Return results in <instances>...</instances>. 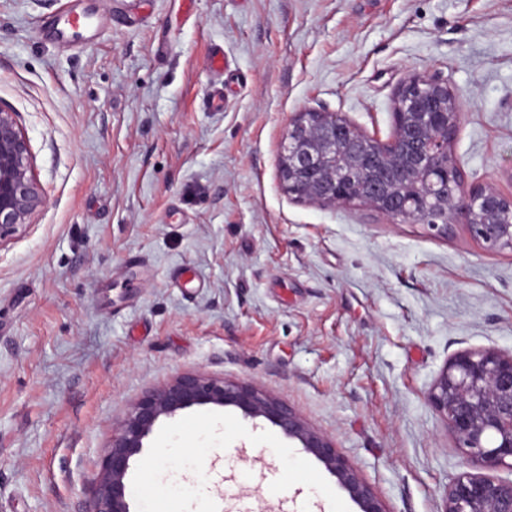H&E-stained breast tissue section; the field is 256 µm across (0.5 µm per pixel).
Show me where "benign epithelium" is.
<instances>
[{"mask_svg": "<svg viewBox=\"0 0 512 512\" xmlns=\"http://www.w3.org/2000/svg\"><path fill=\"white\" fill-rule=\"evenodd\" d=\"M392 115L393 136L382 142L334 112L299 113L284 133L279 157L285 191L311 204L358 203L400 222L418 218L436 236L448 235L460 221L484 247L512 251V196L467 186L456 162L453 142L463 113L448 81L427 72L410 76L397 91ZM44 203L28 140L12 113L0 109V243ZM428 399L446 418L455 447L484 469L450 481L442 512H512V480L492 475L512 471V351L458 353ZM204 405L268 420L319 459L360 512H387L333 441L295 408L252 384L198 372L178 374L130 405L112 431L82 512H130L131 459L161 419Z\"/></svg>", "mask_w": 512, "mask_h": 512, "instance_id": "1", "label": "benign epithelium"}]
</instances>
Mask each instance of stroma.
Instances as JSON below:
<instances>
[{"label": "stroma", "mask_w": 512, "mask_h": 512, "mask_svg": "<svg viewBox=\"0 0 512 512\" xmlns=\"http://www.w3.org/2000/svg\"><path fill=\"white\" fill-rule=\"evenodd\" d=\"M94 5L59 43L70 0H0V109L46 198L0 243V512H80L129 405L188 371L296 408L387 512H442L480 466L428 394L457 353L512 351V251L295 200L279 155L306 109L388 139L427 71L463 107L467 185L511 194L512 0ZM128 486L131 512H360L232 407L163 419Z\"/></svg>", "instance_id": "35a3bbf8"}]
</instances>
